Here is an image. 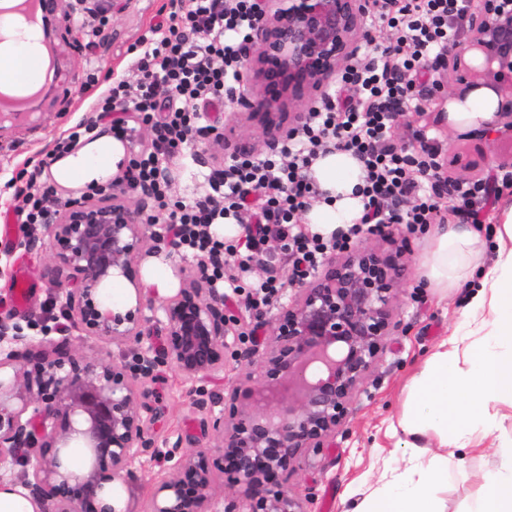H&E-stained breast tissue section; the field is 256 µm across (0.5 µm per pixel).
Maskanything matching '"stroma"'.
I'll return each instance as SVG.
<instances>
[{
	"label": "stroma",
	"mask_w": 512,
	"mask_h": 512,
	"mask_svg": "<svg viewBox=\"0 0 512 512\" xmlns=\"http://www.w3.org/2000/svg\"><path fill=\"white\" fill-rule=\"evenodd\" d=\"M172 0H130L128 7L113 11L92 43L54 41L52 64L40 86V95L27 104L28 118L0 122V221L14 219L23 204L12 177L24 169L38 167L59 138L78 121L90 119L92 108L113 82H134L136 49L150 37L151 27L166 24ZM420 108H406L391 129L394 144L417 146L419 131H426L444 162L445 177L473 182L498 172L499 161L512 155V143L491 145L475 137L456 135L433 128L436 99L421 96ZM202 124L224 132L234 148L263 143L264 129L246 109L225 103L223 109L203 113ZM206 139H199L179 156L170 159L174 179L168 187L172 200H192L210 191L208 178L219 164L205 152ZM396 241L406 242V270L394 308L398 329L376 368L355 397L352 410L337 431L324 469H303L289 476V489L311 497L312 512H358L375 489L393 478H417L414 461L394 448L392 427L396 425L409 398V381L425 360L450 336L462 321L466 305L463 293H446L428 288L421 275L420 256L426 234L411 233L406 225H392ZM27 264L30 292L23 309H16V274ZM54 249L39 224L16 225L7 244H0V316L16 321H47L54 326L65 317L55 302ZM231 306L236 316L229 324L226 366L222 375L203 381H189L174 369L160 368L148 388L152 409L149 431L156 441L176 440L181 448H207L215 440L203 431L207 404L221 401L226 389L245 375L257 374L258 365L247 358L251 333L260 317L271 316L274 305L254 306L249 288L234 294ZM512 441V419L504 418L490 431L483 447L465 455L464 478H450L437 488L435 497L441 512H470L486 475L500 464L499 444ZM165 474L161 463L134 466L123 492L131 512H145L150 485Z\"/></svg>",
	"instance_id": "35a3bbf8"
}]
</instances>
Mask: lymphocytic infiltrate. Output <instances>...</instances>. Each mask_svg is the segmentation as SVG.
I'll return each instance as SVG.
<instances>
[{
    "mask_svg": "<svg viewBox=\"0 0 512 512\" xmlns=\"http://www.w3.org/2000/svg\"><path fill=\"white\" fill-rule=\"evenodd\" d=\"M172 13L167 34L152 40L136 63L135 84L118 82L102 98L100 117L121 128L127 113L153 125L154 150L141 157L134 182L157 189L168 183L159 158L179 153L203 133L201 112L224 105V90L239 80L238 55L258 36L259 0H183ZM464 0H380L369 26L395 32L377 57L355 64L342 81L343 102L323 99L281 159L246 154L225 164L209 180L212 193L188 204L175 202L161 215L180 232L184 246L199 253L219 252L235 282L249 270L233 245L214 235L217 218L234 217L247 227V249L260 254L270 238L283 241L293 276L314 271L326 250L319 236L295 232L310 199L317 194L308 172L319 154L336 150L354 156L364 171L362 227L382 235L391 225L409 229L434 223L441 204L434 195L441 177L434 158L414 156L391 141V128L415 100V80L431 61L444 56L462 28Z\"/></svg>",
    "mask_w": 512,
    "mask_h": 512,
    "instance_id": "lymphocytic-infiltrate-1",
    "label": "lymphocytic infiltrate"
}]
</instances>
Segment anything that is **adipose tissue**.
<instances>
[{
	"mask_svg": "<svg viewBox=\"0 0 512 512\" xmlns=\"http://www.w3.org/2000/svg\"><path fill=\"white\" fill-rule=\"evenodd\" d=\"M18 0H0V93L23 97L45 75L44 57L34 25L15 21L8 10ZM112 138L99 136L51 168L61 184L91 182L108 176L116 158ZM310 175L320 196L305 214L307 223L328 232L357 223L363 211L362 170L350 154L319 156ZM423 272L431 287H471L466 324L444 341L424 369L412 377L411 401L398 426L417 462L418 480L393 484L368 497L361 512H439L437 485L464 472L462 449L481 445L500 406L512 408V204L503 208L493 241L471 225H437L428 241ZM437 437L443 455L424 459L423 443ZM500 467L490 472L472 512H512V442L500 445Z\"/></svg>",
	"mask_w": 512,
	"mask_h": 512,
	"instance_id": "obj_1",
	"label": "adipose tissue"
}]
</instances>
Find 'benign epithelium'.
<instances>
[{
  "instance_id": "obj_1",
  "label": "benign epithelium",
  "mask_w": 512,
  "mask_h": 512,
  "mask_svg": "<svg viewBox=\"0 0 512 512\" xmlns=\"http://www.w3.org/2000/svg\"><path fill=\"white\" fill-rule=\"evenodd\" d=\"M103 0H40L61 11L101 10ZM258 40L241 52L250 96L241 103L261 119L266 145L288 139L307 120L305 112H283L321 92L353 64L358 34L373 0H262ZM448 64L458 89L437 97L435 121L448 124V104L464 107L471 93L493 92L494 120L469 133L512 140V0H483L469 12L462 49ZM511 117L504 123L503 116ZM124 155L112 184L130 177L135 154L117 134ZM45 229L55 247L57 300L76 337H94L124 347L110 364L88 360L70 341L48 338L39 345L12 316H0V471L24 468L21 487L39 512H129L110 486L131 475L145 454L167 464L168 474L149 491L148 512H236L237 504L216 494L246 487L244 512H307L283 486L289 475L326 456L336 430L346 421L356 394L379 362L387 337L397 328L393 300L401 285L407 247L385 252L358 242L326 256L298 281L294 297L271 317L269 337L258 357L254 384L229 387V410L210 413L204 426L217 437L216 450L159 448L149 437L145 398L158 368L170 365L187 380L224 371V293L209 277L217 259L197 261L178 291L157 303L143 294L141 259L161 252L147 236L141 217L120 197L91 195L67 200ZM122 277L135 305H107L101 290ZM151 315H146L145 311ZM164 332L156 344L150 327ZM33 363L28 369L22 361ZM86 449L84 471L74 473L68 449Z\"/></svg>"
}]
</instances>
